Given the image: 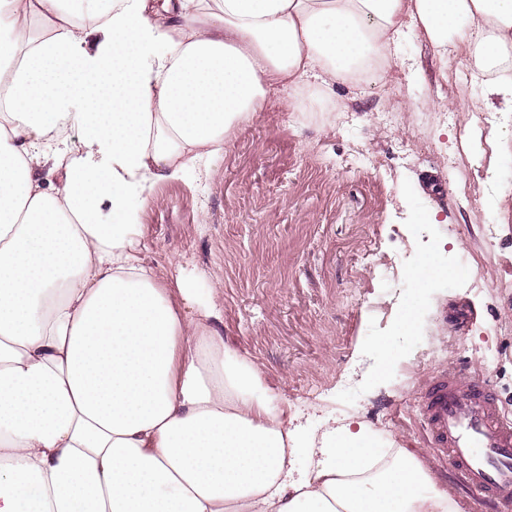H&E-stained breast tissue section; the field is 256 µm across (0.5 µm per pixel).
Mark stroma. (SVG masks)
I'll return each mask as SVG.
<instances>
[{"label":"stroma","mask_w":512,"mask_h":512,"mask_svg":"<svg viewBox=\"0 0 512 512\" xmlns=\"http://www.w3.org/2000/svg\"><path fill=\"white\" fill-rule=\"evenodd\" d=\"M455 69L413 28L385 83L336 85L334 111L292 112L271 95L221 158L156 187L141 257L217 289L225 342L312 442L295 472L329 430L359 424L378 447L411 452L460 512H493L429 454L419 420L438 369L482 372L512 419V218L486 200L492 185L512 201V149L492 151L469 110L512 132V102ZM418 267L427 287L410 278Z\"/></svg>","instance_id":"35a3bbf8"}]
</instances>
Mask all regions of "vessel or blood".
Wrapping results in <instances>:
<instances>
[{
    "mask_svg": "<svg viewBox=\"0 0 512 512\" xmlns=\"http://www.w3.org/2000/svg\"><path fill=\"white\" fill-rule=\"evenodd\" d=\"M421 424L427 446L467 480L478 500L512 512V420L489 381L455 370L434 371L422 384Z\"/></svg>",
    "mask_w": 512,
    "mask_h": 512,
    "instance_id": "obj_1",
    "label": "vessel or blood"
}]
</instances>
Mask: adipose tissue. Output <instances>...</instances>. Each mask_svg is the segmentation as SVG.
<instances>
[{
  "mask_svg": "<svg viewBox=\"0 0 512 512\" xmlns=\"http://www.w3.org/2000/svg\"><path fill=\"white\" fill-rule=\"evenodd\" d=\"M410 20L512 97V0H0V512H456L361 430L294 477L214 300L140 257L158 182L277 88L388 72Z\"/></svg>",
  "mask_w": 512,
  "mask_h": 512,
  "instance_id": "adipose-tissue-1",
  "label": "adipose tissue"
}]
</instances>
